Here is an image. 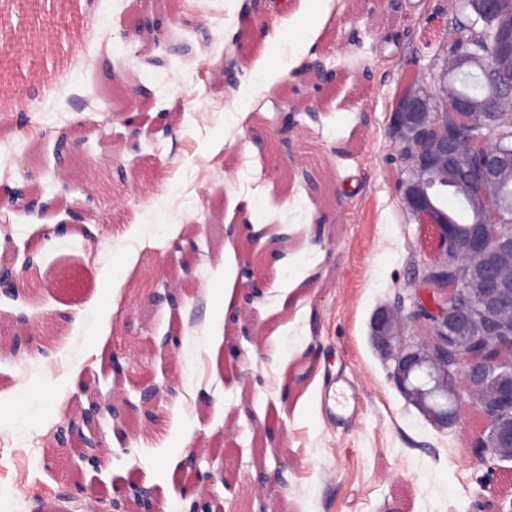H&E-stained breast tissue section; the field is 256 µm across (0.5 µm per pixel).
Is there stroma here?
<instances>
[{"instance_id": "obj_1", "label": "stroma", "mask_w": 512, "mask_h": 512, "mask_svg": "<svg viewBox=\"0 0 512 512\" xmlns=\"http://www.w3.org/2000/svg\"><path fill=\"white\" fill-rule=\"evenodd\" d=\"M435 3L400 0L394 13L385 0H336L316 36L286 40L282 57L267 60L265 39L283 30L270 0L251 14L248 0H152L168 36L161 43L123 42L122 29L139 17L135 0H44L28 16L50 45L34 57L24 40L11 39L14 57L35 63L0 72V189L26 182L49 198L64 175L72 191L53 216L15 212L0 230V264L27 249L38 250L40 263L23 297L0 296V392L17 394L0 414V512H43L50 502L89 512L94 502L82 487L110 500L131 482L156 488L163 512H187L180 463L194 448L227 466L226 483L213 488L225 512L250 495L262 467L277 475L270 512H484L512 500L503 482L512 460L488 465L469 450L482 417L433 427L396 388L370 337L379 307L412 306L413 279L433 256L430 227L400 203L391 109L408 77L445 61ZM183 39L192 55L167 67L140 63ZM316 58L336 74L319 92L306 71ZM105 60L147 80L153 98L133 108L123 92L101 93L91 71ZM311 94L317 106L304 113L302 132L325 160L303 175L289 156L296 175L286 180L253 142L275 136L285 102ZM129 110L142 129L140 152L130 150V130L118 120L111 141L99 143L96 126ZM157 123L170 134L156 142L149 131ZM62 128L77 145L63 158L55 147ZM341 142L343 158L335 154ZM89 166L106 170L111 186L94 208V239L76 224L43 236L89 197ZM245 219L288 237L264 262L268 286L247 342L210 295H236ZM191 235L213 259L180 272V309L134 304L142 279L169 271L170 242ZM119 256L133 268L109 336L94 345L86 325L104 313ZM52 274L72 277L74 290L47 285ZM28 331L45 336L50 355L15 352V336ZM240 342L245 363L232 354ZM74 367L95 371L98 383L85 392L58 386ZM145 382L175 394L157 423L134 427L125 443L104 428L109 451L100 470L55 443L56 428L89 397L132 396ZM339 386L359 394L354 419L332 421L324 411L325 392Z\"/></svg>"}]
</instances>
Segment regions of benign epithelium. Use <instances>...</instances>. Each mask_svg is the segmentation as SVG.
I'll use <instances>...</instances> for the list:
<instances>
[{
    "mask_svg": "<svg viewBox=\"0 0 512 512\" xmlns=\"http://www.w3.org/2000/svg\"><path fill=\"white\" fill-rule=\"evenodd\" d=\"M471 10L481 24L490 23L499 12V0H470ZM461 70L488 73L491 85L486 93L492 104L478 98L461 101L448 97V87ZM512 44L508 53L495 65L472 54H458L445 60L439 72L431 74L434 91L416 88L415 78L400 93L392 112V123L398 142L409 156V175L401 180L400 201L403 208L433 229L448 234V217L442 212L439 188L443 180L456 174L461 156L469 151L466 141H450L440 132L436 116L440 110L453 112L473 120L490 112H512ZM483 154L482 179L498 181L507 165L503 154L488 140L480 146ZM473 223L481 225L474 247L460 242L454 253L456 264L464 270L467 295L497 320L496 344L507 368L490 371L481 358L466 351L483 325L473 318L470 309L453 303L455 290L448 281L423 277L415 286L417 303L424 306L428 317L415 319L400 306H384L371 319V339L375 348L390 362V377L405 400L413 405L434 427L448 429L467 420L472 412L488 415L503 405L512 406V229H501L498 205L486 200L474 210ZM238 302L235 319L248 322L253 303L264 294L265 282L253 267H241L238 279ZM418 330L416 340L407 342L410 328ZM461 351L455 366H448V346ZM163 388L144 387L139 402L154 409ZM70 439L80 445L79 456L92 449L96 454L108 451L103 433L89 430L77 432ZM492 447L483 460H512V419L495 424L491 431ZM189 470L193 477L212 487L224 481V467L201 470L202 454L194 451Z\"/></svg>",
    "mask_w": 512,
    "mask_h": 512,
    "instance_id": "7a95c632",
    "label": "benign epithelium"
}]
</instances>
